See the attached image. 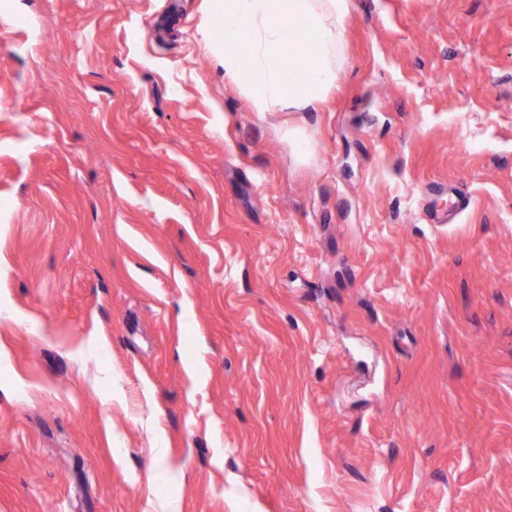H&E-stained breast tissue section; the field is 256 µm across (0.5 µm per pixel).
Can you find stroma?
Masks as SVG:
<instances>
[{
	"label": "stroma",
	"mask_w": 512,
	"mask_h": 512,
	"mask_svg": "<svg viewBox=\"0 0 512 512\" xmlns=\"http://www.w3.org/2000/svg\"><path fill=\"white\" fill-rule=\"evenodd\" d=\"M211 16L0 0V512H512V0H349L309 112Z\"/></svg>",
	"instance_id": "stroma-1"
}]
</instances>
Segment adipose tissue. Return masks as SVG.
I'll return each instance as SVG.
<instances>
[{
  "label": "adipose tissue",
  "instance_id": "1",
  "mask_svg": "<svg viewBox=\"0 0 512 512\" xmlns=\"http://www.w3.org/2000/svg\"><path fill=\"white\" fill-rule=\"evenodd\" d=\"M348 10V0H213L225 79L258 112L318 108L344 70Z\"/></svg>",
  "mask_w": 512,
  "mask_h": 512
}]
</instances>
